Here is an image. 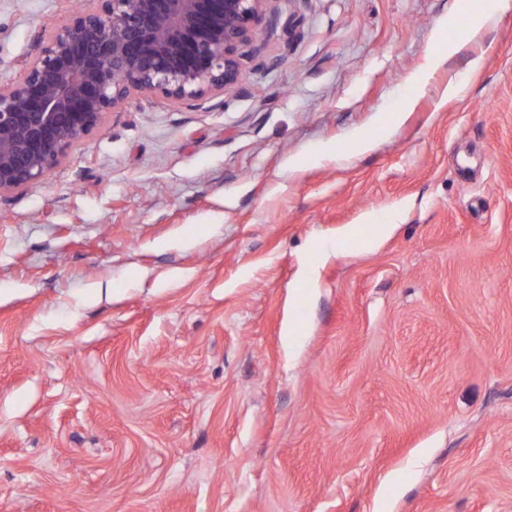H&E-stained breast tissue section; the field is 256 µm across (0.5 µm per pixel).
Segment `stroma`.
Returning <instances> with one entry per match:
<instances>
[{
	"mask_svg": "<svg viewBox=\"0 0 512 512\" xmlns=\"http://www.w3.org/2000/svg\"><path fill=\"white\" fill-rule=\"evenodd\" d=\"M77 4L0 0V85ZM276 8L0 195V512H512V7Z\"/></svg>",
	"mask_w": 512,
	"mask_h": 512,
	"instance_id": "obj_1",
	"label": "stroma"
}]
</instances>
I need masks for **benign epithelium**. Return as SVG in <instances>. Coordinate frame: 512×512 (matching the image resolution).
I'll use <instances>...</instances> for the list:
<instances>
[{
	"instance_id": "7a95c632",
	"label": "benign epithelium",
	"mask_w": 512,
	"mask_h": 512,
	"mask_svg": "<svg viewBox=\"0 0 512 512\" xmlns=\"http://www.w3.org/2000/svg\"><path fill=\"white\" fill-rule=\"evenodd\" d=\"M278 0H85L0 85V194L43 180L133 95L197 102L238 81Z\"/></svg>"
}]
</instances>
